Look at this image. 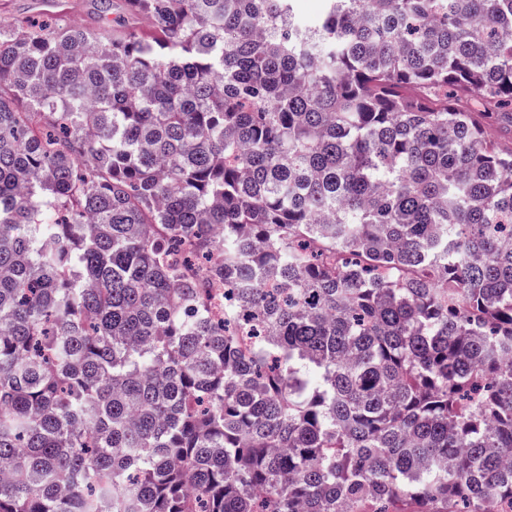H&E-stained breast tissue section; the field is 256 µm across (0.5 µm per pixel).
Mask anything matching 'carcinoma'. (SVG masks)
<instances>
[{
    "label": "carcinoma",
    "mask_w": 512,
    "mask_h": 512,
    "mask_svg": "<svg viewBox=\"0 0 512 512\" xmlns=\"http://www.w3.org/2000/svg\"><path fill=\"white\" fill-rule=\"evenodd\" d=\"M292 2L0 22V512H512V0ZM326 0H293L297 19L304 25L313 26L326 11Z\"/></svg>",
    "instance_id": "1"
}]
</instances>
